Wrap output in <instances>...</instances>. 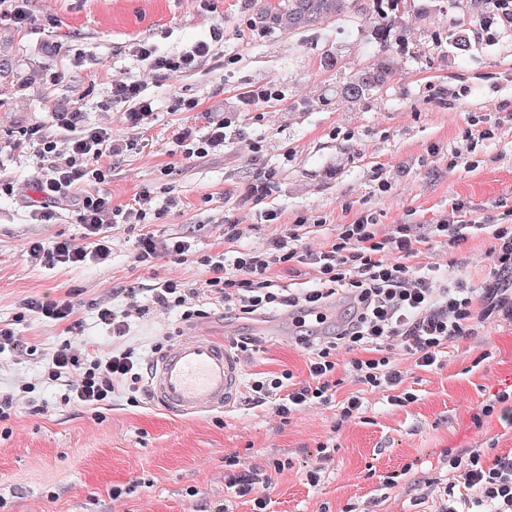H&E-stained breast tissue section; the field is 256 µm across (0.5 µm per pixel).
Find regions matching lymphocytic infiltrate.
I'll list each match as a JSON object with an SVG mask.
<instances>
[{
  "mask_svg": "<svg viewBox=\"0 0 512 512\" xmlns=\"http://www.w3.org/2000/svg\"><path fill=\"white\" fill-rule=\"evenodd\" d=\"M135 53L155 70L175 73L207 61L212 46L200 41L182 55L167 58L143 43ZM111 148V135L101 127L73 126L62 149L54 138H41L39 153L46 168L36 184L39 216L51 220V203L69 197L78 184H90V191L77 202L88 244L78 247L62 239L48 246L32 239L25 245L32 262L51 267L106 262L112 255L110 218H121L126 224L145 223V206H115L111 196L99 189L106 175L97 162ZM455 210L459 220L454 224H396L387 232L371 216L362 214L352 223L339 225L335 236L315 252L297 246L298 235L291 228L262 247L231 257L218 252L204 259V287L218 294L225 313L237 319H250L272 308L325 309L336 298L346 305L334 335L315 342L311 328L297 331L294 343L305 353L302 374L284 369L250 378L254 403L268 406L283 423L332 404L336 424L342 427L359 420L371 395L385 394L401 407L416 402L406 384L409 370L437 374L453 343L474 335L478 326L494 317L512 322V289L499 285L501 279H512V225L480 220L462 203ZM475 231L488 235L486 254L492 265L485 288H472L461 279L442 280L412 265V258L429 250L435 240L458 249ZM299 265L313 268L317 287L288 295L276 291L275 276ZM344 352L350 355L345 362L340 359ZM41 356L38 381L21 380L12 390L0 391L1 423L23 405L33 414L44 413L46 403L34 396L42 383L62 387L61 399L67 406H106L120 390L133 403L144 394L148 365L132 346L102 353L68 337ZM347 383L353 384L352 392H343ZM440 463L451 472V479L416 478L407 465L384 475L382 484L419 503L435 501L436 512H512V451L499 454L489 445L448 448ZM230 465L227 486L232 497L217 504L214 512H234L238 502L251 505V512H268L270 479L258 467L239 460H231Z\"/></svg>",
  "mask_w": 512,
  "mask_h": 512,
  "instance_id": "lymphocytic-infiltrate-1",
  "label": "lymphocytic infiltrate"
}]
</instances>
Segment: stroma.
<instances>
[{
  "label": "stroma",
  "mask_w": 512,
  "mask_h": 512,
  "mask_svg": "<svg viewBox=\"0 0 512 512\" xmlns=\"http://www.w3.org/2000/svg\"><path fill=\"white\" fill-rule=\"evenodd\" d=\"M254 0H30L24 27H12L28 58L42 67L36 90L0 109V322L55 348L62 326L30 317L16 322L23 299L47 296L73 304L77 339L104 351L112 331L96 302L120 308L122 288H145L146 310L131 319L126 343L153 360L158 336L209 332L233 344L245 320L200 295L208 318L183 322L177 309L151 302L150 288L170 278L198 287L203 257L224 247V227L238 225L235 249H248L298 225L301 247L318 248L336 227L360 214L382 228L438 224L465 202L474 216L500 222L512 210V27L481 11L476 0H407L392 15L396 41L385 49L370 38L368 11L299 31L255 26ZM215 41L213 58L171 75L151 70L134 52L139 43L175 56L194 43ZM212 39V38H211ZM394 66L378 93L343 102L340 89L382 59ZM135 80L152 111L134 120L112 99V83ZM269 98H259V91ZM194 108H185V101ZM112 132L100 165L103 188L116 206L147 194L158 217L157 238L188 237L187 261L162 255L135 260L139 232L112 233L108 264L47 268L23 251L32 238L50 244L82 241L74 200L57 201L52 221L31 214L43 162L38 139L62 137L63 113ZM224 141L206 157H187L186 144L216 125ZM489 130L470 142L468 132ZM487 236L470 235L460 251L433 244L430 262L481 285L488 274ZM260 352L239 353L242 374L291 368L303 356L291 339L265 336ZM418 399L406 407L372 399L365 422L344 427L339 447L318 483L305 478L315 446L336 423L335 407L279 423L270 409L241 391L233 407L203 417L175 418L152 402L134 407L115 395L111 407L61 405L55 387L38 386L50 404L44 415L21 409L0 435V512H204L223 502L225 462L267 468L274 512H341L354 503L386 512L380 477L417 462L437 476L444 448H468L495 438L512 450V406H501L484 429L471 413L498 390L512 387V323L477 331L449 347L440 374L415 372ZM120 500H113V486Z\"/></svg>",
  "instance_id": "1"
}]
</instances>
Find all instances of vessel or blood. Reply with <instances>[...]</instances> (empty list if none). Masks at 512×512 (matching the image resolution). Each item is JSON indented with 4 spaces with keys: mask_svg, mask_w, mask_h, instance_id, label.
Listing matches in <instances>:
<instances>
[{
    "mask_svg": "<svg viewBox=\"0 0 512 512\" xmlns=\"http://www.w3.org/2000/svg\"><path fill=\"white\" fill-rule=\"evenodd\" d=\"M241 371L232 352L202 333H191L154 361L147 375L152 401L174 416H200L231 405Z\"/></svg>",
    "mask_w": 512,
    "mask_h": 512,
    "instance_id": "1",
    "label": "vessel or blood"
}]
</instances>
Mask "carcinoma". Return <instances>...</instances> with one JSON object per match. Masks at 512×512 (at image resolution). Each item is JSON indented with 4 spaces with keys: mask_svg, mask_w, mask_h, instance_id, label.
<instances>
[{
    "mask_svg": "<svg viewBox=\"0 0 512 512\" xmlns=\"http://www.w3.org/2000/svg\"><path fill=\"white\" fill-rule=\"evenodd\" d=\"M374 12L373 38L386 44L391 37L390 13L399 9L405 0H370ZM360 0H261L255 23L265 29L295 31L310 29L332 17H345L361 7ZM34 65L20 56V49L12 53L0 52V108L9 106L11 95L29 87ZM392 77L388 67L380 65L345 83L341 98L353 103L367 95L381 91Z\"/></svg>",
    "mask_w": 512,
    "mask_h": 512,
    "instance_id": "obj_1",
    "label": "carcinoma"
}]
</instances>
